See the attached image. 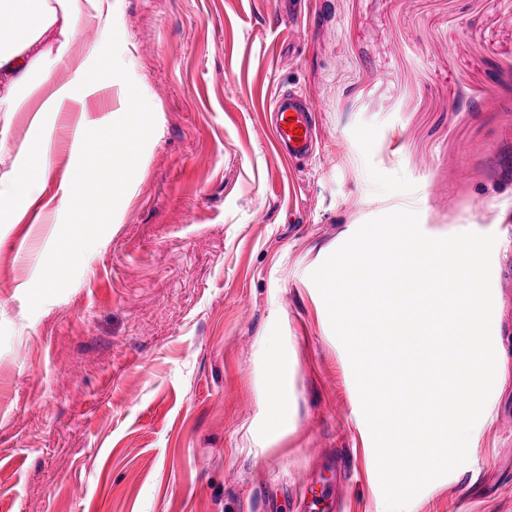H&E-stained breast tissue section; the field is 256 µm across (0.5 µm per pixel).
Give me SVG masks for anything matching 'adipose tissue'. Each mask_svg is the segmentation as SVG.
Masks as SVG:
<instances>
[{
	"label": "adipose tissue",
	"instance_id": "obj_1",
	"mask_svg": "<svg viewBox=\"0 0 512 512\" xmlns=\"http://www.w3.org/2000/svg\"><path fill=\"white\" fill-rule=\"evenodd\" d=\"M0 112L28 115L29 137L19 147L11 169L0 174V224L49 220L42 202L50 179L54 148L53 116L67 106L83 102L100 87H116L122 107L117 114L123 139L104 134L99 142L100 162L88 163L83 155L81 128H74L72 152L77 161L70 176L59 186V207L71 217L70 236L60 245L62 258L56 266L55 283L66 281L70 268L95 249L93 213L101 199L100 189L111 184L113 194H126L125 174L134 166L131 146L149 139L151 123L141 110L137 90L119 68L101 70L103 60L125 50V37L115 24L112 0H0ZM96 32V41L84 47L83 28ZM265 344L271 351L272 383L261 404L257 423L263 442H271L291 424L290 379L295 364L287 347L268 332Z\"/></svg>",
	"mask_w": 512,
	"mask_h": 512
}]
</instances>
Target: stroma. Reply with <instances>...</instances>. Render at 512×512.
<instances>
[{
  "mask_svg": "<svg viewBox=\"0 0 512 512\" xmlns=\"http://www.w3.org/2000/svg\"><path fill=\"white\" fill-rule=\"evenodd\" d=\"M116 2L156 133L62 286L43 289L66 211L0 227V512H375L310 274L398 209L431 237L495 234L492 335L512 356V0ZM285 91L314 109L305 157L274 138ZM78 118H54L47 195ZM272 323L296 354L295 425L259 459ZM490 409L418 512H512V387Z\"/></svg>",
  "mask_w": 512,
  "mask_h": 512,
  "instance_id": "35a3bbf8",
  "label": "stroma"
}]
</instances>
